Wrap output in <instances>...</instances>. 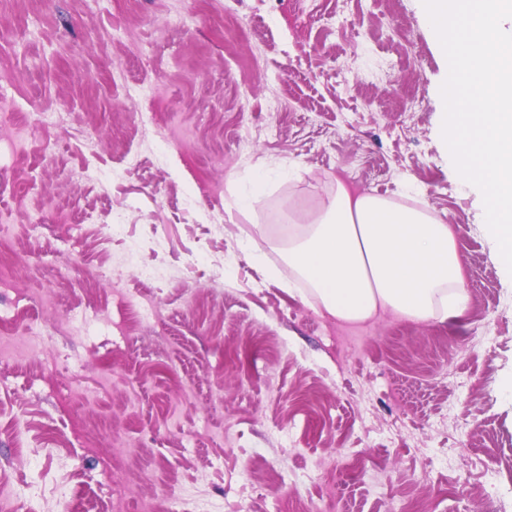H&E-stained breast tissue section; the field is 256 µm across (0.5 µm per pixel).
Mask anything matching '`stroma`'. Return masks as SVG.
I'll return each mask as SVG.
<instances>
[{
	"label": "stroma",
	"instance_id": "stroma-1",
	"mask_svg": "<svg viewBox=\"0 0 512 512\" xmlns=\"http://www.w3.org/2000/svg\"><path fill=\"white\" fill-rule=\"evenodd\" d=\"M447 73L421 0H0L14 123L62 115L23 154L0 132V316L41 333L0 359V479L20 506L78 487L89 512H181L189 491L221 512H512V276L440 137ZM269 113L274 133L248 137ZM258 170L247 211L204 193ZM338 179L411 191L451 226L463 316L342 323L238 250L281 264L272 213ZM99 312L125 335L61 328Z\"/></svg>",
	"mask_w": 512,
	"mask_h": 512
}]
</instances>
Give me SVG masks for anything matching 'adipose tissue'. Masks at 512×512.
<instances>
[{
  "label": "adipose tissue",
  "mask_w": 512,
  "mask_h": 512,
  "mask_svg": "<svg viewBox=\"0 0 512 512\" xmlns=\"http://www.w3.org/2000/svg\"><path fill=\"white\" fill-rule=\"evenodd\" d=\"M285 261L299 293L345 323L386 312L443 323L468 303L448 224L340 180L305 221H290Z\"/></svg>",
  "instance_id": "adipose-tissue-1"
}]
</instances>
